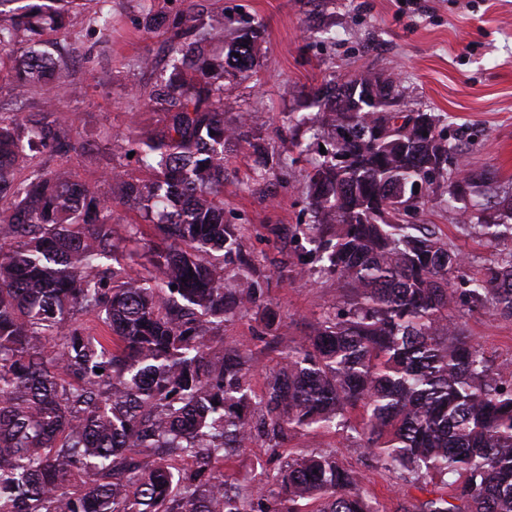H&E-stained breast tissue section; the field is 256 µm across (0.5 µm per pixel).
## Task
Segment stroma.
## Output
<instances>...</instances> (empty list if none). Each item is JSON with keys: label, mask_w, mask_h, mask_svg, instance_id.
I'll return each mask as SVG.
<instances>
[{"label": "stroma", "mask_w": 512, "mask_h": 512, "mask_svg": "<svg viewBox=\"0 0 512 512\" xmlns=\"http://www.w3.org/2000/svg\"><path fill=\"white\" fill-rule=\"evenodd\" d=\"M226 17H250L263 25L260 78L229 84L224 96L231 111L249 109L253 133L273 160L272 174L255 169L251 151H228L224 157V219L243 230V244L257 259L269 282L265 303L281 320L284 336L301 335L308 322L331 302L321 277L282 280L277 269L291 260L278 225L311 221L306 194V163L282 115L296 109L312 87L333 78L374 67L391 74L405 110L432 112L450 144L459 146L472 168L497 175L500 187L479 191L468 204L469 222L446 202H430L417 218L460 248L470 272L496 253L494 243L476 233L475 224L499 215L501 201L512 195V0H206ZM112 42L102 45L87 16L71 26L47 32L48 42L68 49L71 78L84 87L80 100L57 103L58 119L71 128L75 151L67 157L77 179L97 180L117 169L147 178L130 158L120 135L130 123L153 129L157 112L138 111L126 89L151 87L156 75L140 69L138 59L152 54L165 63L164 30L143 31L138 0H108ZM467 332L494 363L512 360V320L478 309L465 315ZM333 451L357 469L364 485L385 512H397L416 488L388 472L358 448L347 432L298 434L288 448L252 444L232 464L223 466L227 481L256 487L262 469L283 461L289 451Z\"/></svg>", "instance_id": "obj_1"}]
</instances>
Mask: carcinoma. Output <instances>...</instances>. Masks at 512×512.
<instances>
[{
    "label": "carcinoma",
    "instance_id": "cac0c4a2",
    "mask_svg": "<svg viewBox=\"0 0 512 512\" xmlns=\"http://www.w3.org/2000/svg\"><path fill=\"white\" fill-rule=\"evenodd\" d=\"M106 2L0 0L8 89L39 99L34 113H0V512H300L301 501L382 512L334 452H291L249 494L220 471L249 443L281 448L332 429L354 431L429 494L400 512H512V363L490 362L459 309L465 296L470 310L512 320V224L473 225L504 248L466 279L457 247L401 223L438 191L463 201L493 174L448 167L439 115L383 111L398 98L393 84L383 103L354 111L351 89L378 84L374 68L311 90L304 111L283 118L293 134L331 142L308 174L313 223L288 225L297 248L287 277L318 273L332 300L301 336L279 335L268 311L265 335L226 345L224 324L267 291L241 229L224 221V152L254 147L252 113L224 120V86L256 74L261 25L243 17L230 32L202 4L171 16L139 0L143 28L166 29L169 59L150 90L132 85L127 97L162 120L122 138L153 179L112 169L86 182L43 163L73 149L55 101L83 96L43 35L93 4L104 33ZM118 204L166 242L148 249L146 276L112 266ZM217 252L220 266L201 258ZM226 265L246 275L228 283ZM80 314L107 331L87 333ZM256 340L279 353L259 395Z\"/></svg>",
    "mask_w": 512,
    "mask_h": 512
}]
</instances>
